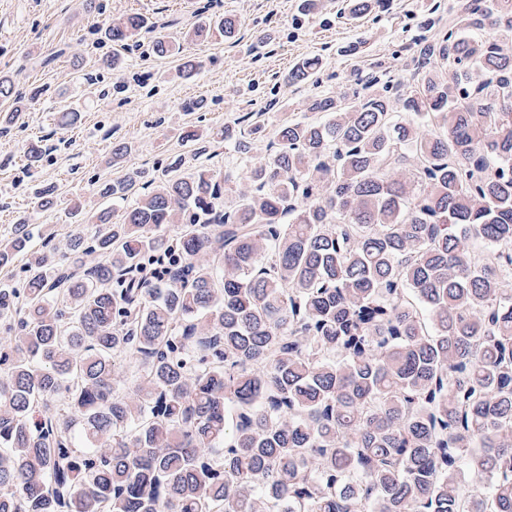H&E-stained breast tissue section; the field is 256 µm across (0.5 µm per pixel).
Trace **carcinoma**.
I'll list each match as a JSON object with an SVG mask.
<instances>
[{
	"instance_id": "obj_1",
	"label": "carcinoma",
	"mask_w": 512,
	"mask_h": 512,
	"mask_svg": "<svg viewBox=\"0 0 512 512\" xmlns=\"http://www.w3.org/2000/svg\"><path fill=\"white\" fill-rule=\"evenodd\" d=\"M456 12L314 119L186 132L245 187L178 156L97 185L120 222L74 203L59 256L0 242L26 257L0 281V512H512V0Z\"/></svg>"
}]
</instances>
